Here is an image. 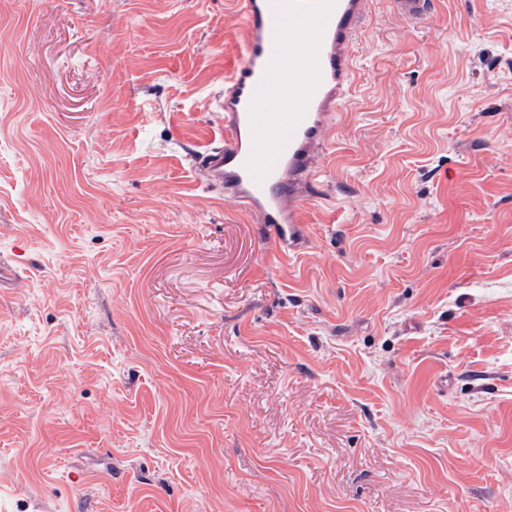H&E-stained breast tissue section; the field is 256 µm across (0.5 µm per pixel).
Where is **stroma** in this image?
I'll list each match as a JSON object with an SVG mask.
<instances>
[{
	"instance_id": "stroma-1",
	"label": "stroma",
	"mask_w": 512,
	"mask_h": 512,
	"mask_svg": "<svg viewBox=\"0 0 512 512\" xmlns=\"http://www.w3.org/2000/svg\"><path fill=\"white\" fill-rule=\"evenodd\" d=\"M229 0H0V512H512V0H370L282 257L194 167Z\"/></svg>"
}]
</instances>
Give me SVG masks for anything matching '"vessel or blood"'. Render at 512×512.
Here are the masks:
<instances>
[{
	"label": "vessel or blood",
	"instance_id": "obj_1",
	"mask_svg": "<svg viewBox=\"0 0 512 512\" xmlns=\"http://www.w3.org/2000/svg\"><path fill=\"white\" fill-rule=\"evenodd\" d=\"M368 0H238L243 61L224 76L222 137L197 156L207 189L241 203L276 244L305 241L300 189L344 99Z\"/></svg>",
	"mask_w": 512,
	"mask_h": 512
}]
</instances>
